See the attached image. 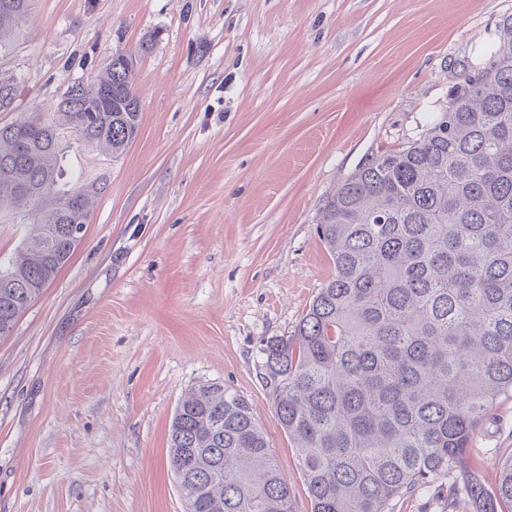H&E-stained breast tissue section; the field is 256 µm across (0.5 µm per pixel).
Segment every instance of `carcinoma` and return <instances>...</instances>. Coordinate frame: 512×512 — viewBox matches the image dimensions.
Segmentation results:
<instances>
[{
	"instance_id": "cac0c4a2",
	"label": "carcinoma",
	"mask_w": 512,
	"mask_h": 512,
	"mask_svg": "<svg viewBox=\"0 0 512 512\" xmlns=\"http://www.w3.org/2000/svg\"><path fill=\"white\" fill-rule=\"evenodd\" d=\"M30 10L0 0V48ZM137 65L116 54L51 117L0 127V219L27 226L0 256V338L69 261L106 190L62 182L55 136L123 154L140 123ZM317 234L335 274L292 335L261 341L258 365L311 512H387L440 474L469 512H512V455L492 490L466 464L475 429L512 393V15L468 88L419 139L352 174ZM169 454L188 512H293L248 402L222 383L185 392Z\"/></svg>"
}]
</instances>
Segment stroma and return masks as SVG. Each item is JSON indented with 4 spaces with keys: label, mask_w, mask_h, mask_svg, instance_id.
I'll return each instance as SVG.
<instances>
[{
    "label": "stroma",
    "mask_w": 512,
    "mask_h": 512,
    "mask_svg": "<svg viewBox=\"0 0 512 512\" xmlns=\"http://www.w3.org/2000/svg\"><path fill=\"white\" fill-rule=\"evenodd\" d=\"M512 0H34L0 49V126L49 115L112 55L139 54L136 140L114 157L64 133L67 171L105 180L69 262L0 339V512H186L169 424L220 382L248 401L311 512L258 373L334 273L321 208L374 155L419 138L481 68ZM159 37L148 53L143 38ZM512 394L476 430L494 485ZM388 512H467L447 476Z\"/></svg>",
    "instance_id": "35a3bbf8"
}]
</instances>
